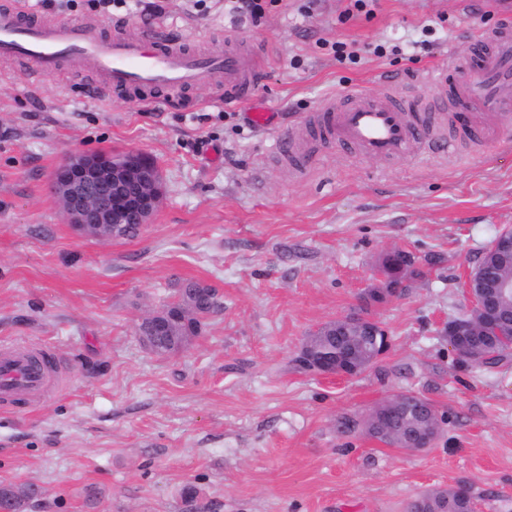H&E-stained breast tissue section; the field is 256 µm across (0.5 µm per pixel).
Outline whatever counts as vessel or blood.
Instances as JSON below:
<instances>
[{"label":"vessel or blood","mask_w":512,"mask_h":512,"mask_svg":"<svg viewBox=\"0 0 512 512\" xmlns=\"http://www.w3.org/2000/svg\"><path fill=\"white\" fill-rule=\"evenodd\" d=\"M15 8L0 9V58L24 62L29 84L44 75L73 72L90 80L108 97L137 95L156 104L162 94L205 82L224 85L225 106L251 100L258 78L251 58L238 50L199 54L152 34L124 36L115 25L111 37H102L95 22L26 23ZM431 90L414 100L396 89L380 96L359 90L324 101L304 121L319 140L336 141L364 156L396 158L452 151L457 138L448 134L447 113H454L468 138H479L469 125L473 112L496 114L512 110V25L479 34L470 57L449 55L448 67L435 75ZM282 161L312 165L293 137H281ZM43 368L27 353L0 355V395L42 390Z\"/></svg>","instance_id":"vessel-or-blood-1"}]
</instances>
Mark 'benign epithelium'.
<instances>
[{
	"mask_svg": "<svg viewBox=\"0 0 512 512\" xmlns=\"http://www.w3.org/2000/svg\"><path fill=\"white\" fill-rule=\"evenodd\" d=\"M49 190L57 200L70 224L85 236L97 240H112L124 224H148L156 211L162 195V178L158 165L137 151L123 154L110 152H81L67 157L55 169ZM376 276L383 283L378 289L380 298L394 297L410 287L411 281L397 283L388 275L385 265L380 264ZM476 271H471L466 292L471 307L476 310L478 323L486 331L503 332L498 328V308L475 293ZM351 331L353 336H378L385 330L375 319L346 315L336 319ZM473 325L457 319L448 321L445 335L450 337L451 348L456 352H469L468 336ZM300 356L308 363H315L313 372L320 375L352 376L331 364L334 359L323 356L302 344ZM400 409L394 397L384 400L371 410L383 420H389Z\"/></svg>",
	"mask_w": 512,
	"mask_h": 512,
	"instance_id": "7a95c632",
	"label": "benign epithelium"
}]
</instances>
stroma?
Returning <instances> with one entry per match:
<instances>
[{"label": "stroma", "instance_id": "obj_1", "mask_svg": "<svg viewBox=\"0 0 512 512\" xmlns=\"http://www.w3.org/2000/svg\"><path fill=\"white\" fill-rule=\"evenodd\" d=\"M163 4L144 20L28 2L45 22L100 20L106 37L121 21L199 53L250 50L251 102L220 105L217 84L149 106L71 74L31 90L22 64L0 60V351L48 349L57 363L44 390L0 398V483L41 488L28 512H404L461 482L475 512H512V354L476 368L443 333L470 307L469 271L512 226V111L476 115L490 141L397 159L314 144L301 122L351 90L425 92L449 53L468 54L505 16L494 0H373L369 15L347 13L349 0H266L258 19L230 0ZM339 41L356 63H337ZM258 107L271 130L251 125ZM277 131L313 146L316 164L276 159ZM98 151L161 168L160 204L136 238L78 235L49 193L68 154ZM394 247L422 274L370 308L388 333L379 365L297 368L303 339L359 307ZM185 279L216 288L224 311L183 352L151 353L137 326ZM403 391L444 421L427 451L342 430Z\"/></svg>", "mask_w": 512, "mask_h": 512}]
</instances>
